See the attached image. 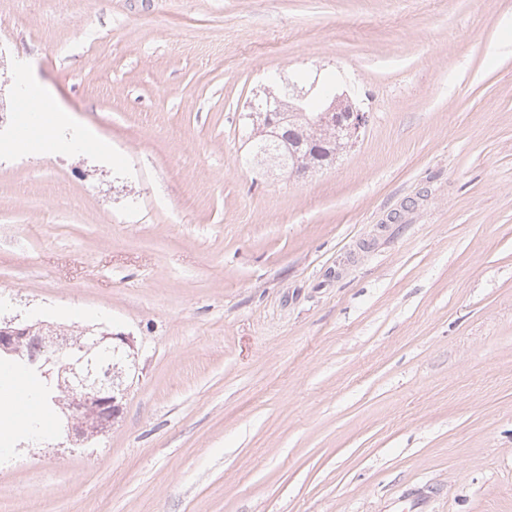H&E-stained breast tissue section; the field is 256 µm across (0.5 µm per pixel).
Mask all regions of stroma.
Instances as JSON below:
<instances>
[{
	"label": "stroma",
	"instance_id": "1",
	"mask_svg": "<svg viewBox=\"0 0 512 512\" xmlns=\"http://www.w3.org/2000/svg\"><path fill=\"white\" fill-rule=\"evenodd\" d=\"M369 114L296 180L270 77ZM110 144L16 151L28 82ZM0 317L129 335L27 512H512V0H0ZM279 103L282 105L276 112H252L250 116L255 122V126L257 129L268 131L270 129H273L281 124L288 122V116L292 112V108H294V105L290 102L283 103L278 98H276ZM276 99L273 98L272 101L265 103V110H275L277 108Z\"/></svg>",
	"mask_w": 512,
	"mask_h": 512
}]
</instances>
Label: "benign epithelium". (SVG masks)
<instances>
[{
	"label": "benign epithelium",
	"instance_id": "obj_1",
	"mask_svg": "<svg viewBox=\"0 0 512 512\" xmlns=\"http://www.w3.org/2000/svg\"><path fill=\"white\" fill-rule=\"evenodd\" d=\"M290 102L282 104L275 112H253L255 126L264 131L288 122ZM324 118L330 122L346 121V137L356 142L368 125V113L354 108L350 102L334 93L328 97ZM253 161L270 170L288 168V158L277 150L269 149L253 155ZM42 345L43 357H26L24 348L32 340ZM84 353V358L68 364L58 363L59 387L67 394L64 412L67 416V439L73 445H86L92 439L106 434L121 418L126 400V382L131 367L127 362L130 337L123 333L95 332L87 329L81 333L78 344L53 332L43 324L17 323L0 319V355H10L28 360L32 365L46 364L73 348Z\"/></svg>",
	"mask_w": 512,
	"mask_h": 512
}]
</instances>
